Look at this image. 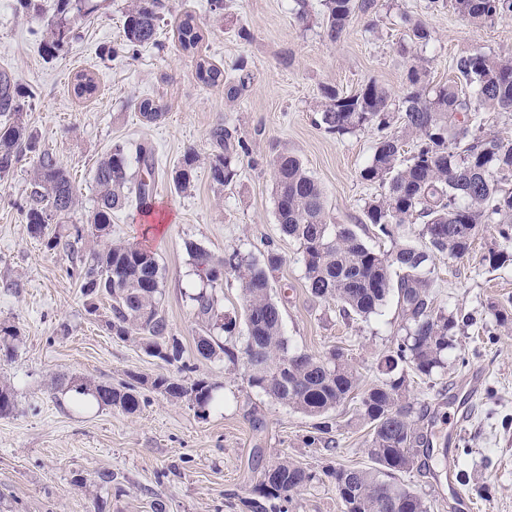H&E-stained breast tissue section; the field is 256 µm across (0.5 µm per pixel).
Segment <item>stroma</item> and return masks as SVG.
I'll use <instances>...</instances> for the list:
<instances>
[{
    "mask_svg": "<svg viewBox=\"0 0 512 512\" xmlns=\"http://www.w3.org/2000/svg\"><path fill=\"white\" fill-rule=\"evenodd\" d=\"M35 2L31 11L18 0H0V64L31 95L28 127L75 179L80 208L72 223H84L92 210L96 162L112 144L153 147L157 207L113 213L110 238L157 253L162 306L183 357L166 365L140 343L112 336L107 307L87 313L67 255L48 250L26 223L21 205L33 157L24 154L0 179V324L17 333L12 353L0 354V382L13 388L16 400L15 413L0 418V512H95L98 494L106 512H154L158 502L163 512H250L246 503L264 471L285 459L318 474L291 493L288 512H343L334 480L321 470L371 467L359 398L327 414L336 445L326 448L309 441L315 418L272 402L248 384L242 366L196 359L199 325L190 296L202 283L187 247L197 244L218 257L238 248L258 258L275 249L284 263L273 274L271 294L290 349L315 355L342 349L359 372L360 390L377 384L378 362L401 322L397 299L389 297L378 314L363 319L344 317L336 303L309 294L299 244L277 221L272 160L282 151L298 157L321 186L331 222L352 226L369 247L389 250L390 241L363 214L365 202L381 192L360 177L376 135L336 136L317 127L322 85L347 95L374 79L397 99L417 57L426 61L429 84L446 82L455 78L460 56L512 57V17L478 27L452 8L428 10L427 0H378L372 12L355 13L332 43L323 35L319 0H308L306 26L296 18L295 0H224L219 11L210 0H166L157 45L131 58L122 49L127 0H105L84 19L78 38L50 58L40 41L55 0ZM187 13L204 31L194 56L175 42V24ZM405 13L431 30L428 45L412 42L401 21ZM201 57L231 78L235 64L245 62L247 82L236 100H228L224 88L198 82ZM79 71L99 78L92 98L70 93ZM146 97L167 104L161 120L141 117L137 104ZM220 123L249 145L237 176L221 186L203 165L187 192L176 193L174 167L191 149L207 157L209 132ZM498 240L496 225L488 224L466 256H436L435 306L463 311L471 321L453 336L445 369L428 379L408 376L405 391L420 432L435 443L452 428L454 383L481 371L479 394L468 417L452 428L456 442L449 449L474 512H512V324L500 325L493 315L494 307L512 300V262L494 270L485 260ZM164 371L213 384L217 404L201 412L153 391L150 380ZM135 375L146 402L133 414L86 405L75 392L52 386L65 377L118 388ZM441 464L435 447L418 450L412 469L398 479L430 512H453L448 485L437 478ZM101 470L114 475L113 488L103 492L96 485Z\"/></svg>",
    "mask_w": 512,
    "mask_h": 512,
    "instance_id": "35a3bbf8",
    "label": "stroma"
}]
</instances>
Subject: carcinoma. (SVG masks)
<instances>
[{
	"mask_svg": "<svg viewBox=\"0 0 512 512\" xmlns=\"http://www.w3.org/2000/svg\"><path fill=\"white\" fill-rule=\"evenodd\" d=\"M323 34L338 41L352 14L367 13L374 0H320ZM452 7L476 25L492 24L512 16V0H429L428 8ZM164 0H129L124 14V50L137 53L157 42L163 21ZM98 9L93 0H57L56 22L46 31L43 50L48 56L76 37V20ZM403 23L415 40L426 42L430 30L408 15ZM180 49L195 53L203 40V28L186 14L176 24ZM457 79L428 87L427 69L413 65L407 73L408 86L401 101L375 79L351 94L330 86L321 89L315 124L325 132L343 136L370 129L378 133L373 156L360 177L379 183L381 194L366 203L370 224L389 238L387 252L364 245L355 231L333 224L328 217L319 184L294 155L281 153L273 160L274 196L278 223L284 234L299 241L304 263L305 287L320 299L334 300L344 315L367 318L397 292L403 324L399 339L379 362L385 379L364 392L360 401L362 418L369 426L370 469L330 467L325 475L336 483L345 512H428L422 498L397 482V473L414 465V449L423 443L412 407L402 403L407 366L429 377L445 367V356L460 324L468 319L434 306L432 265L436 254L462 258L468 254L484 224L498 225L502 244L488 250L484 260L492 267L512 261V140L490 137L483 132L479 104L495 112H512V58L481 52L456 60ZM199 81L208 86L225 85L227 98L234 100L245 86L224 81V69L201 58L196 64ZM96 79L86 72L75 74L71 92L78 99L92 97ZM27 101L11 72L0 70V178L14 172L23 151L36 154L22 212L31 233L45 239L54 250L64 246L79 260L70 270L93 314L97 302L109 300L107 330L121 340L137 339L155 357L171 365L181 360L182 347L162 310V271L157 253L134 244H112L109 238L112 213L134 205L152 204L150 178L154 173L152 150L141 145L130 157L124 145L116 143L98 161L93 178L95 207L86 215L87 227L72 225L63 236L52 230L78 210L70 172L49 149L38 144L25 123ZM140 115L148 122L164 116L163 106L154 99L139 102ZM402 120V135L385 133L394 120ZM415 140L411 156L402 157L403 138ZM213 152L208 166L219 185L237 175L242 157L249 154L245 140L235 137L222 124L210 133ZM200 156L189 150L172 173L176 192L188 190ZM139 165L131 173L132 163ZM421 225L423 244L403 241L405 225ZM96 239V247L83 252L84 232ZM206 286L192 294L200 332L195 338L197 356L205 360L227 358L242 362L249 384L272 401L310 417L318 418L350 398L358 388L359 376L345 353L334 348L323 356L289 350L282 333V312L270 294V278L284 258L269 250L259 260L238 249L215 258L206 249L188 246ZM233 276L244 297L245 326L241 346L220 342L214 331L236 335L237 318L218 308L214 288L224 277ZM79 395L91 396L99 406L136 413L145 401L137 386L114 388L107 383L70 379L56 380ZM151 389L174 399H187L201 409L215 402L213 387L204 380L184 383L168 373L157 374ZM16 410L13 390L0 387V417ZM316 474L282 461L266 470L257 487L261 500L250 501L252 512L276 509L274 500H288L291 492L307 487Z\"/></svg>",
	"mask_w": 512,
	"mask_h": 512,
	"instance_id": "obj_1",
	"label": "carcinoma"
}]
</instances>
